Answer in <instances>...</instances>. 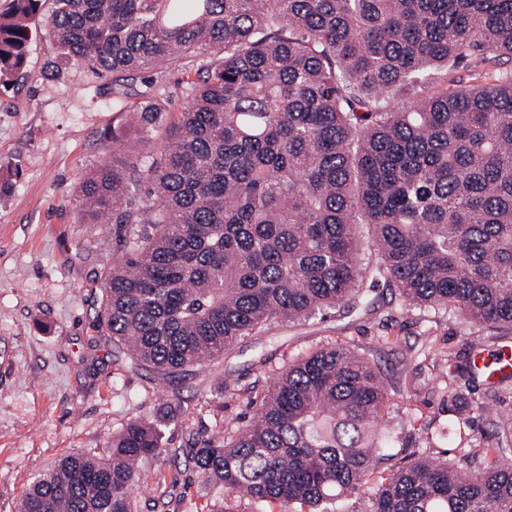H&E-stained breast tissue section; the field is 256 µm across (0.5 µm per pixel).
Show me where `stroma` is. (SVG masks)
Segmentation results:
<instances>
[{
	"label": "stroma",
	"mask_w": 512,
	"mask_h": 512,
	"mask_svg": "<svg viewBox=\"0 0 512 512\" xmlns=\"http://www.w3.org/2000/svg\"><path fill=\"white\" fill-rule=\"evenodd\" d=\"M49 51L33 38L23 74L0 89V512H16L29 483L61 455L107 454L112 435L128 420L150 415L177 393L185 424L165 431L163 452L151 460L162 486L140 485L137 512H194L224 490L201 482L189 450L216 425L234 432L253 411L252 399L293 359L334 343L364 350L388 382L396 407L385 418L393 434L382 470L408 455L477 468L493 443L498 415L512 414V377L485 383L469 371L439 374L445 354L466 363L512 346V330L471 323L454 307L404 309L399 292L367 273L360 302L323 317L278 322L244 337L220 359L166 385L148 369L133 368L95 327L101 276L119 254L114 224L85 223L76 188L102 158L133 159L157 149L185 100L182 65L164 78L168 112L149 141L106 137L123 115L113 109L111 81L86 74H45ZM512 69V57L493 64L472 54L432 75L428 93L488 82L492 69ZM235 395L210 403L223 380ZM470 426L472 446L446 433L449 422Z\"/></svg>",
	"instance_id": "obj_1"
}]
</instances>
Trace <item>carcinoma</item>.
Returning a JSON list of instances; mask_svg holds the SVG:
<instances>
[{"mask_svg":"<svg viewBox=\"0 0 512 512\" xmlns=\"http://www.w3.org/2000/svg\"><path fill=\"white\" fill-rule=\"evenodd\" d=\"M52 4V71L112 78L115 135L151 132L168 111L160 78L195 62L167 142L103 159L77 190L86 223L116 224L96 327L132 364L181 379L271 322L359 298L367 246L403 306L512 329V70L419 94L470 53L512 56V0ZM40 7L0 12V87ZM392 407L376 365L337 342L289 362L249 424L196 442L192 460L225 498L283 512H336L375 474L366 512H512V417L478 470L419 456L380 475ZM184 416L171 398L114 433L108 457L61 456L18 512H135L143 467Z\"/></svg>","mask_w":512,"mask_h":512,"instance_id":"obj_1","label":"carcinoma"}]
</instances>
